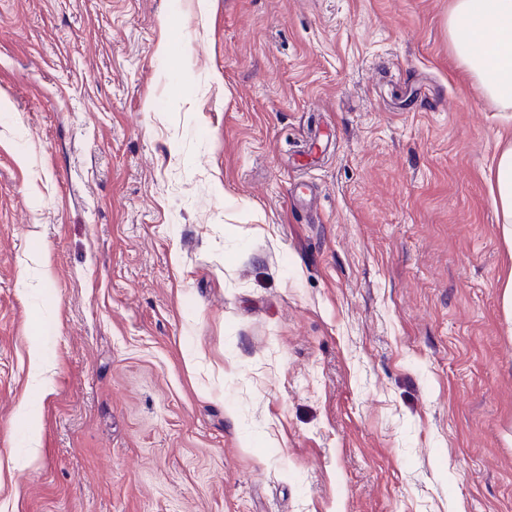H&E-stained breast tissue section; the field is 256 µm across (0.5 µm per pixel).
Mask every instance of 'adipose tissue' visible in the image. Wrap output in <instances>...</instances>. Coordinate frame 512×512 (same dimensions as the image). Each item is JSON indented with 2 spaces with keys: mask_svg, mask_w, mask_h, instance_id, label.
Masks as SVG:
<instances>
[{
  "mask_svg": "<svg viewBox=\"0 0 512 512\" xmlns=\"http://www.w3.org/2000/svg\"><path fill=\"white\" fill-rule=\"evenodd\" d=\"M446 24L460 65L503 118L512 117V0H452ZM488 181L497 222L512 245V141L491 158Z\"/></svg>",
  "mask_w": 512,
  "mask_h": 512,
  "instance_id": "ef3b65f1",
  "label": "adipose tissue"
}]
</instances>
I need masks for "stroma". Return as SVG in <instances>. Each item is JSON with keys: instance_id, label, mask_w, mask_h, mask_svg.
Instances as JSON below:
<instances>
[{"instance_id": "obj_1", "label": "stroma", "mask_w": 512, "mask_h": 512, "mask_svg": "<svg viewBox=\"0 0 512 512\" xmlns=\"http://www.w3.org/2000/svg\"><path fill=\"white\" fill-rule=\"evenodd\" d=\"M186 3L0 0V512H512L450 0Z\"/></svg>"}]
</instances>
